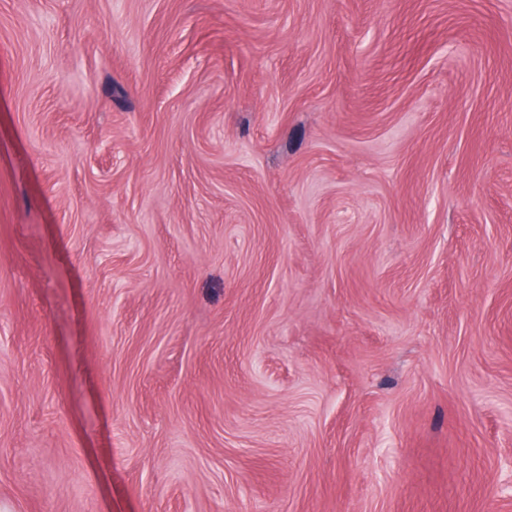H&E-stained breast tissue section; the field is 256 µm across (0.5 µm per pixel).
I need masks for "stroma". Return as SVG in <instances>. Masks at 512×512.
I'll list each match as a JSON object with an SVG mask.
<instances>
[{"label":"stroma","instance_id":"obj_1","mask_svg":"<svg viewBox=\"0 0 512 512\" xmlns=\"http://www.w3.org/2000/svg\"><path fill=\"white\" fill-rule=\"evenodd\" d=\"M512 0H0V512H512Z\"/></svg>","mask_w":512,"mask_h":512}]
</instances>
